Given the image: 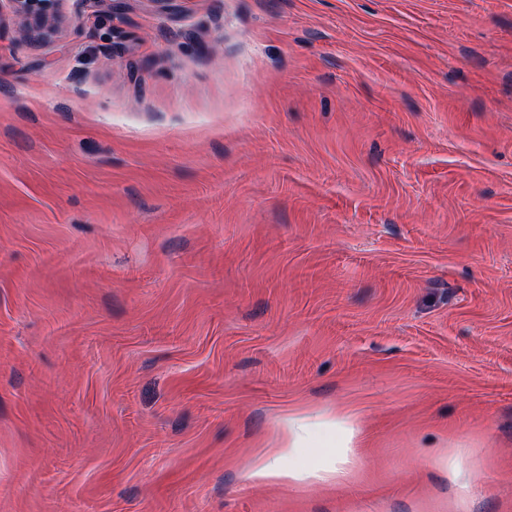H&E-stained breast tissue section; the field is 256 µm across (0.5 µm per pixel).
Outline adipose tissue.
I'll return each instance as SVG.
<instances>
[{"instance_id":"adipose-tissue-1","label":"adipose tissue","mask_w":512,"mask_h":512,"mask_svg":"<svg viewBox=\"0 0 512 512\" xmlns=\"http://www.w3.org/2000/svg\"><path fill=\"white\" fill-rule=\"evenodd\" d=\"M283 428L278 448L252 459L246 471L248 481L283 486L333 483L347 476L357 435L354 412L296 411L284 418Z\"/></svg>"}]
</instances>
